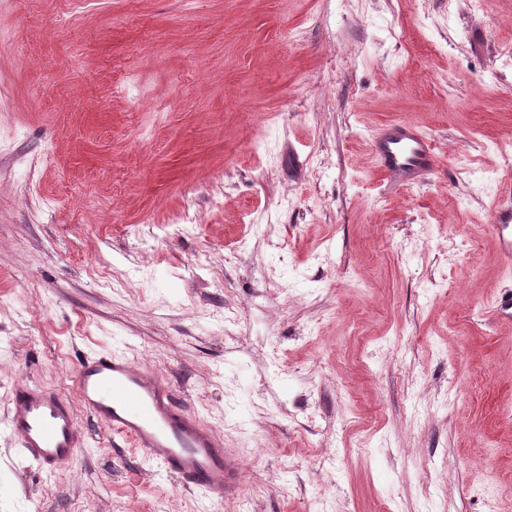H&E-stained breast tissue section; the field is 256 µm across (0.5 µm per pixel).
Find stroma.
Masks as SVG:
<instances>
[{"mask_svg":"<svg viewBox=\"0 0 512 512\" xmlns=\"http://www.w3.org/2000/svg\"><path fill=\"white\" fill-rule=\"evenodd\" d=\"M509 51L512 0H0V512H215L84 413L21 454L98 351L222 434V512H512ZM400 119L442 165L390 191ZM492 228L505 267L512 270V201L511 192L506 202L498 205L493 212ZM8 427L25 458L49 472L72 462L82 443V427L71 404L39 385L14 389Z\"/></svg>","mask_w":512,"mask_h":512,"instance_id":"obj_1","label":"stroma"}]
</instances>
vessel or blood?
I'll return each mask as SVG.
<instances>
[{"label":"vessel or blood","instance_id":"b4317fda","mask_svg":"<svg viewBox=\"0 0 512 512\" xmlns=\"http://www.w3.org/2000/svg\"><path fill=\"white\" fill-rule=\"evenodd\" d=\"M370 147L392 188L417 183L440 165L433 139L411 122L381 126ZM492 228L501 259L512 270L511 200L495 208ZM74 384L89 416L132 442L183 486L202 490L218 506L237 490L240 472L221 434L155 372L126 356L96 352L77 362ZM8 427L25 458L49 472L72 462L82 443V427L68 400L37 385L14 389Z\"/></svg>","mask_w":512,"mask_h":512}]
</instances>
